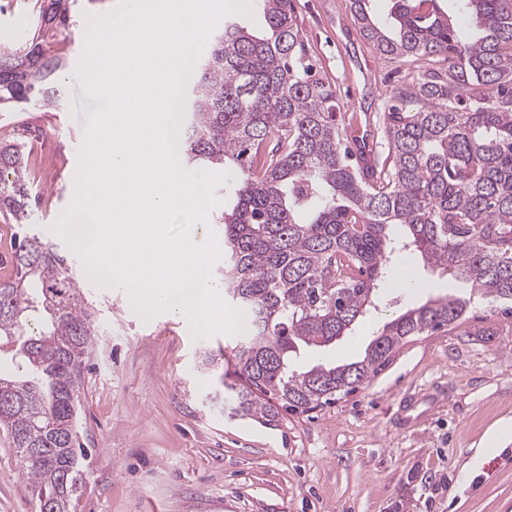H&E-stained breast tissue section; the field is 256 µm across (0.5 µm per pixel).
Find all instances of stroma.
<instances>
[{"label":"stroma","mask_w":512,"mask_h":512,"mask_svg":"<svg viewBox=\"0 0 512 512\" xmlns=\"http://www.w3.org/2000/svg\"><path fill=\"white\" fill-rule=\"evenodd\" d=\"M115 0H78L64 62L83 50L86 15ZM313 66L336 92L340 120L377 151L385 104L427 60L379 55L350 0H293ZM58 108L0 115V141L54 150L32 170V224L47 241L74 194L77 147L97 102L64 81ZM350 335L302 350L296 363L360 360L398 314L461 293L448 275L413 291L381 285ZM100 325L77 401L86 475L71 512H512V318L477 299L458 324L408 338L354 391L266 424L212 402L235 380V338H193L186 321L143 320L121 292L88 286ZM0 512H35L21 463L0 429Z\"/></svg>","instance_id":"obj_1"}]
</instances>
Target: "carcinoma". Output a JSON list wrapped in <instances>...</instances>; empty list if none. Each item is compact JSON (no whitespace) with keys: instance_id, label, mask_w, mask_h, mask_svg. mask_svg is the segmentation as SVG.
<instances>
[{"instance_id":"carcinoma-1","label":"carcinoma","mask_w":512,"mask_h":512,"mask_svg":"<svg viewBox=\"0 0 512 512\" xmlns=\"http://www.w3.org/2000/svg\"><path fill=\"white\" fill-rule=\"evenodd\" d=\"M69 2L35 0L32 38L0 49V110L60 101ZM452 2L475 35L437 0H395L389 29L368 0H351L380 54L442 59L393 92L387 153L361 170L343 145L335 91L311 74L293 0H255L261 35L226 19L210 37L190 80L184 146L190 163L239 173L215 217L225 294L249 326L229 387L236 413L268 421L334 401L407 338L463 319L470 300L430 299L385 324L359 361L295 366L303 348L331 344L366 314L389 275L395 224L424 270L451 271L471 293L512 304V0ZM36 198L24 143L4 141L0 216L23 227ZM85 289L53 245L15 236L13 273L0 281V353L17 372L0 373V426L48 512H69L82 484L75 400L97 336Z\"/></svg>"}]
</instances>
